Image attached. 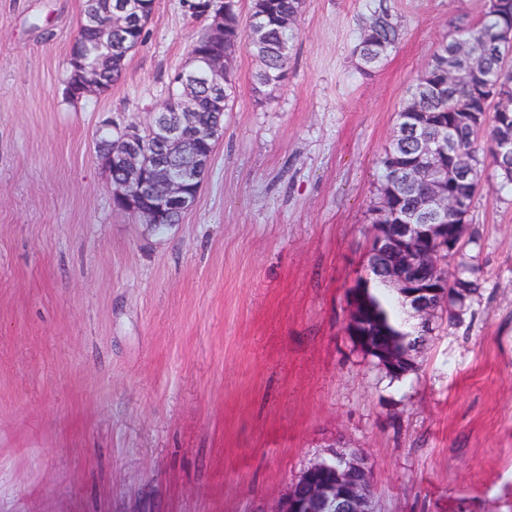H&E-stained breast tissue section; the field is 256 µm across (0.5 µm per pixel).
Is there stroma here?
<instances>
[{"mask_svg": "<svg viewBox=\"0 0 512 512\" xmlns=\"http://www.w3.org/2000/svg\"><path fill=\"white\" fill-rule=\"evenodd\" d=\"M485 0H395L379 68L361 0H305L268 94L235 95L194 208L163 236L115 208L99 130L146 129L203 27L156 0L105 94L65 97L83 0H0V512H268L340 439L381 512H512V190L484 173L480 292L389 381L344 333L379 159L413 76ZM367 13L359 20V34L353 54L365 74L376 69L401 38V26L390 0H365Z\"/></svg>", "mask_w": 512, "mask_h": 512, "instance_id": "stroma-1", "label": "stroma"}]
</instances>
